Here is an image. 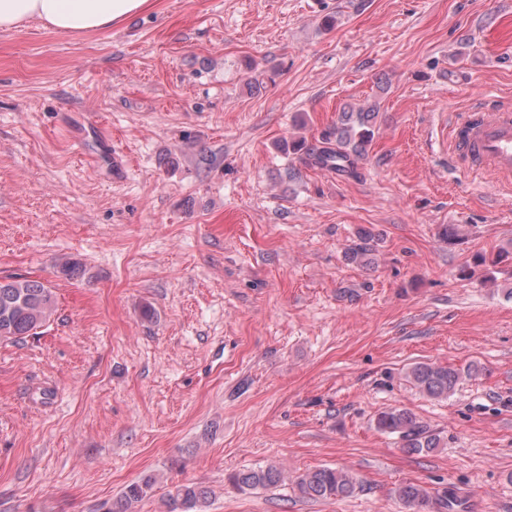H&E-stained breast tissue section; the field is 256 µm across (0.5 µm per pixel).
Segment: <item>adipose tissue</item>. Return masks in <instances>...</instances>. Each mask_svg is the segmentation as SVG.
Segmentation results:
<instances>
[{
	"label": "adipose tissue",
	"mask_w": 512,
	"mask_h": 512,
	"mask_svg": "<svg viewBox=\"0 0 512 512\" xmlns=\"http://www.w3.org/2000/svg\"><path fill=\"white\" fill-rule=\"evenodd\" d=\"M150 0H0V30L36 21L58 33L82 35L130 21Z\"/></svg>",
	"instance_id": "1"
}]
</instances>
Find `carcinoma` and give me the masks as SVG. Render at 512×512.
<instances>
[{"mask_svg":"<svg viewBox=\"0 0 512 512\" xmlns=\"http://www.w3.org/2000/svg\"><path fill=\"white\" fill-rule=\"evenodd\" d=\"M379 115L376 106L358 112H341L336 123L319 138L309 141L301 137L292 141L289 148L312 166L355 177L358 161L368 154L375 138ZM359 240L360 243L347 249L345 258L351 263L366 265L371 262L370 255L374 251V235L361 232ZM511 254L505 249L491 255L480 254L475 259V267L496 266L507 261ZM55 311V294L44 283L27 277L0 278V341L17 342L36 333L50 322ZM481 371L482 368L473 363L455 367L420 362L407 370L405 378L424 395L446 399L463 379L474 378ZM375 426L383 433L396 435L403 448L411 453L428 454L441 444L439 433L407 409L391 408L378 413ZM284 478L281 468L268 465L241 470L229 477V483L239 491H247L276 486ZM153 485L154 479L146 477L126 486L106 512H132V506L147 496ZM294 485L304 497L330 500L352 494L355 480L343 469L324 466L296 475ZM209 495V490L199 486H179L170 495L169 512H204ZM398 495L408 505L418 507L416 512H423V507L429 504V494L414 483L399 487Z\"/></svg>","mask_w":512,"mask_h":512,"instance_id":"carcinoma-1","label":"carcinoma"}]
</instances>
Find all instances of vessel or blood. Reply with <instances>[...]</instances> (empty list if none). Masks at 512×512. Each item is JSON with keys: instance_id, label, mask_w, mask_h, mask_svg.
Returning a JSON list of instances; mask_svg holds the SVG:
<instances>
[{"instance_id": "vessel-or-blood-1", "label": "vessel or blood", "mask_w": 512, "mask_h": 512, "mask_svg": "<svg viewBox=\"0 0 512 512\" xmlns=\"http://www.w3.org/2000/svg\"><path fill=\"white\" fill-rule=\"evenodd\" d=\"M452 142L460 160L486 169L498 184H512V111L489 112L478 104L459 113Z\"/></svg>"}]
</instances>
